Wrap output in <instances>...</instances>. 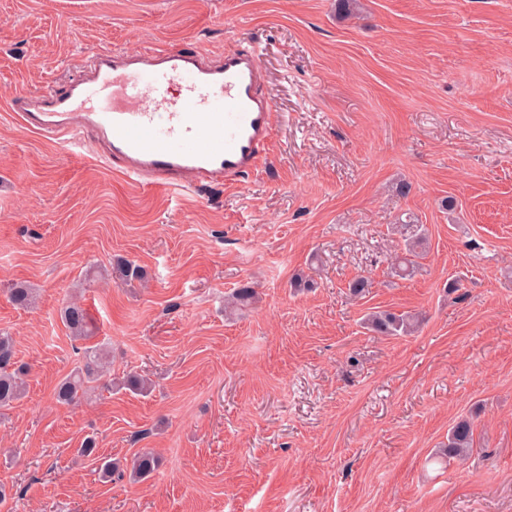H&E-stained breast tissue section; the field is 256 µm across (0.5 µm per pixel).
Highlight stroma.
I'll list each match as a JSON object with an SVG mask.
<instances>
[{
  "mask_svg": "<svg viewBox=\"0 0 512 512\" xmlns=\"http://www.w3.org/2000/svg\"><path fill=\"white\" fill-rule=\"evenodd\" d=\"M165 46L257 51L272 142L242 183L153 190L99 164L93 130L77 155L9 109L90 52ZM121 258L144 282L106 276ZM510 267L512 0H0V333L29 368L0 411V512H512ZM71 301L110 369L65 406ZM381 310L417 331L374 334ZM129 372L150 395L112 386ZM461 418L473 452L437 470ZM89 436L161 465L101 482ZM426 239L421 236L413 241H406L404 244V257H401L396 263L394 269L398 276H407L412 274L415 266L417 265V259L422 258L423 249Z\"/></svg>",
  "mask_w": 512,
  "mask_h": 512,
  "instance_id": "obj_1",
  "label": "stroma"
}]
</instances>
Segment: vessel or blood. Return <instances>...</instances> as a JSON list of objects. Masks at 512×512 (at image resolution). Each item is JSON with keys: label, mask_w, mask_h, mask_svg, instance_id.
<instances>
[{"label": "vessel or blood", "mask_w": 512, "mask_h": 512, "mask_svg": "<svg viewBox=\"0 0 512 512\" xmlns=\"http://www.w3.org/2000/svg\"><path fill=\"white\" fill-rule=\"evenodd\" d=\"M83 75L51 92L44 111L14 101L35 129L68 135L93 128L106 149L101 161L129 180L159 191L231 186L268 156L272 106L263 93L256 52L219 59L175 49L96 51Z\"/></svg>", "instance_id": "obj_1"}]
</instances>
